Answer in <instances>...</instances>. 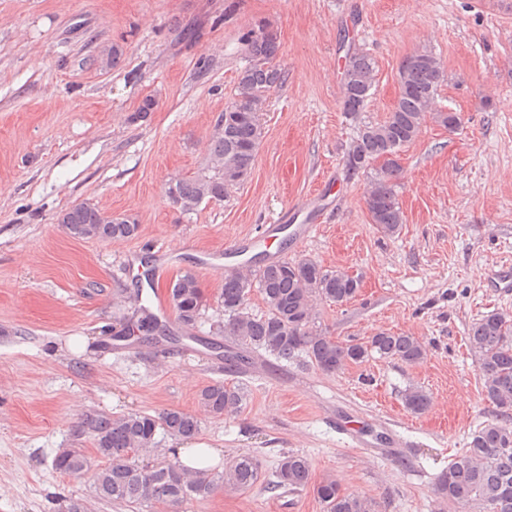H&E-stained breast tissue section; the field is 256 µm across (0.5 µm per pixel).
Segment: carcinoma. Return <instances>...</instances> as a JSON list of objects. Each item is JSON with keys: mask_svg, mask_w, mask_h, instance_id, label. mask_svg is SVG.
<instances>
[{"mask_svg": "<svg viewBox=\"0 0 512 512\" xmlns=\"http://www.w3.org/2000/svg\"><path fill=\"white\" fill-rule=\"evenodd\" d=\"M249 63L237 76L231 101L219 115L223 129L211 137L205 166L195 176L177 181L178 198L171 200L184 213L195 211L200 197L226 198L241 182H230L227 174L247 177L263 138L260 112L271 90L286 80L285 71L273 63L279 43L276 33L265 26L249 30L243 38ZM123 56L117 44L101 48L97 63L103 70L116 67ZM445 72L432 53L412 55L402 72L398 92L386 119L361 125L351 140L344 166L354 174L370 177L372 186L365 204L372 223L386 234L396 233L404 215L395 182L401 173L399 151L415 141L444 81ZM375 62L362 50L345 55L340 88L342 111L353 118L364 111L374 95ZM59 223L71 237L84 238L89 225L96 226L97 239L124 240L137 235L138 224L129 219H109L95 204L82 202L65 210ZM361 288L359 277L345 270H326L310 258L282 259L268 263L248 275L224 276L220 298L224 308V335L239 345L263 351L280 360L305 356L324 372L334 373L347 364H361L375 356L408 365L423 361L425 343L403 332L381 331L365 342L337 343L312 328V307L316 299L345 305ZM257 291L265 310L254 314L247 309L249 295ZM168 297L178 323L193 327L201 318L204 296L196 276L185 272L168 287ZM135 329L139 338L150 343L167 331L145 305H138ZM470 349L477 363L485 397L504 419L488 422L471 434L468 448L456 456L435 481L440 503L467 506L470 512H512V315L492 311L473 322L468 329ZM246 400L239 386L214 384L199 394L201 408L213 417L237 413ZM404 407L412 414L425 413L430 395L412 385L402 393ZM197 416L170 410L159 416L134 413L101 418L91 424L93 445L107 465L92 469L81 451H61L52 460L62 474L80 477L92 473L98 495L115 502H155L177 505L188 496L205 497L218 487L247 490L266 482L275 492H294L308 485L310 466L299 454L281 456L269 479H264L260 461L242 455L225 466L224 473L208 471L192 474L178 461L165 460L153 466L152 480L138 474L131 461L137 452H149L158 430L185 440L198 433ZM324 512H377L373 501L341 491L336 481L326 479L314 487Z\"/></svg>", "mask_w": 512, "mask_h": 512, "instance_id": "cac0c4a2", "label": "carcinoma"}]
</instances>
